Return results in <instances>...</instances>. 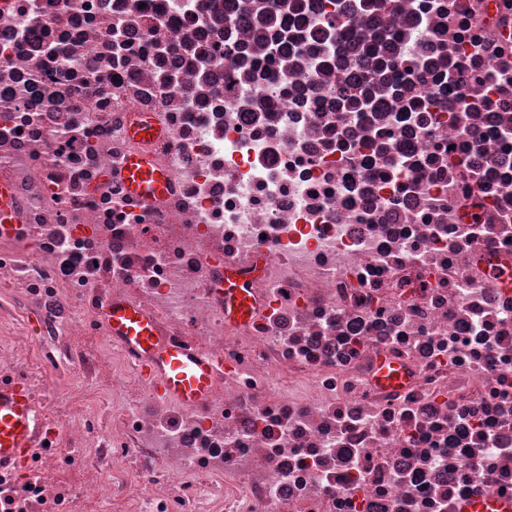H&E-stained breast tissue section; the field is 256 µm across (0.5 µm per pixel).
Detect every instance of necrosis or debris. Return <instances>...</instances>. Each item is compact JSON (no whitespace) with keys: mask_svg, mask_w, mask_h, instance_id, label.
Wrapping results in <instances>:
<instances>
[{"mask_svg":"<svg viewBox=\"0 0 512 512\" xmlns=\"http://www.w3.org/2000/svg\"><path fill=\"white\" fill-rule=\"evenodd\" d=\"M0 181V387L37 416L0 512L512 497V0H0ZM116 298L223 365L207 403L158 395ZM123 177L130 192L145 201L164 195L171 185L170 174L141 154H134L128 159ZM14 200L10 187L0 183V229L7 232L12 229L11 224H16L14 219ZM220 289L224 300V320L239 325L250 323L255 315L256 302L243 277L235 270H225Z\"/></svg>","mask_w":512,"mask_h":512,"instance_id":"necrosis-or-debris-1","label":"necrosis or debris"}]
</instances>
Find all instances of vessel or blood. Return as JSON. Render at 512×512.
Wrapping results in <instances>:
<instances>
[{
  "mask_svg": "<svg viewBox=\"0 0 512 512\" xmlns=\"http://www.w3.org/2000/svg\"><path fill=\"white\" fill-rule=\"evenodd\" d=\"M130 192L144 200L164 195L171 176L147 156L132 155L123 171ZM14 200L10 187L0 183V230L14 224ZM226 321L251 322L256 302L238 272L228 269L221 284ZM112 338L127 350L147 356L145 373L154 380L161 395L188 406L204 404L212 395L219 375L218 365L206 354L178 346H160L152 317L127 302L113 303L106 312ZM35 415L24 389H0V460L12 461L28 450V435ZM459 512H512V498L487 494L464 501Z\"/></svg>",
  "mask_w": 512,
  "mask_h": 512,
  "instance_id": "1",
  "label": "vessel or blood"
}]
</instances>
